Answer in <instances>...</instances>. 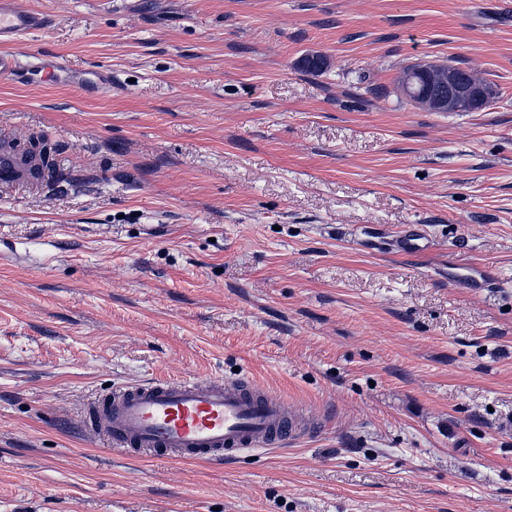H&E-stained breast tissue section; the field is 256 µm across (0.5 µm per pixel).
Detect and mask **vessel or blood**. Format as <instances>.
<instances>
[{"label": "vessel or blood", "mask_w": 512, "mask_h": 512, "mask_svg": "<svg viewBox=\"0 0 512 512\" xmlns=\"http://www.w3.org/2000/svg\"><path fill=\"white\" fill-rule=\"evenodd\" d=\"M45 23L41 14L16 10L10 0H0V77H21L23 68L9 46ZM28 179L10 142H0V185L15 186ZM381 248L424 255L430 245L420 226L412 224L394 240L382 242ZM450 279L467 288L492 285L488 270L480 265L451 274ZM90 422L94 437L123 455L184 461H221L281 447L304 429L300 419L289 417L284 398L247 377L126 386L94 401Z\"/></svg>", "instance_id": "vessel-or-blood-1"}]
</instances>
